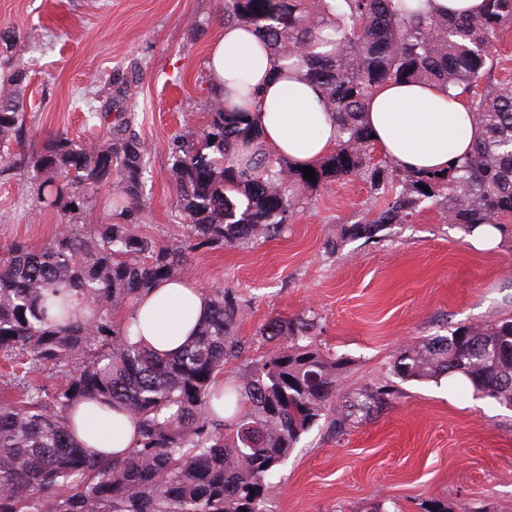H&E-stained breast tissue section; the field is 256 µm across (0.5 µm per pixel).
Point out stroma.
<instances>
[{"label": "stroma", "instance_id": "1", "mask_svg": "<svg viewBox=\"0 0 512 512\" xmlns=\"http://www.w3.org/2000/svg\"><path fill=\"white\" fill-rule=\"evenodd\" d=\"M223 19L224 0H0V28L20 34L9 53L28 72L30 150L56 131L104 141L106 127L86 124V105L136 112L150 157L139 222L167 246L184 233L170 149L184 124L204 120V61ZM111 80L129 82L132 99L108 101ZM37 187L27 169L0 173V247L40 246L61 229L59 212L40 209ZM377 206L363 181L332 180L296 205L282 233L191 253L187 278L205 292L230 290L242 309L237 368L267 351L266 322L305 313L321 350L346 358L345 392L388 376L413 341L512 313V237L475 248L435 207L330 249L341 225ZM399 390L362 425L339 432L324 419L305 434L275 478L271 512H365L380 500L400 512H426L435 500L448 512H512V409L444 380Z\"/></svg>", "mask_w": 512, "mask_h": 512}]
</instances>
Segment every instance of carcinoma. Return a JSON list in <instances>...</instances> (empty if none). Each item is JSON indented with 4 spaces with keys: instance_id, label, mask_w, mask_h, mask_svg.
Masks as SVG:
<instances>
[{
    "instance_id": "obj_1",
    "label": "carcinoma",
    "mask_w": 512,
    "mask_h": 512,
    "mask_svg": "<svg viewBox=\"0 0 512 512\" xmlns=\"http://www.w3.org/2000/svg\"><path fill=\"white\" fill-rule=\"evenodd\" d=\"M224 24L257 30L288 71L318 88L339 136L307 179L265 147L250 113L211 93L205 120L185 125L171 153L185 247L160 244L138 222L148 151L135 114L115 117L102 144L56 132L28 154V72L0 57V146L16 148L41 179L40 203L64 220L44 245L0 251V359L17 389L0 400V512H269L271 479L303 435L323 418L340 430L360 425L398 394L387 379L336 397L345 358L316 346L317 322L306 315L264 324L261 339L273 347L234 370L240 307L222 289L208 295L210 314L179 354L133 342L125 319L156 284L184 274L189 251L279 234L301 198L353 177L381 205L341 225L338 246L408 224L428 205L469 233L491 224L512 234V85L491 80L512 0L452 15L408 0H224ZM387 82L469 93L480 129L470 155L440 177L372 157L363 112ZM103 188L116 194L111 221L88 224ZM47 367L57 373L51 388L36 380ZM391 375L461 377L475 398L512 407V315L410 343ZM93 399L133 415L127 452L96 458L76 440L72 410Z\"/></svg>"
}]
</instances>
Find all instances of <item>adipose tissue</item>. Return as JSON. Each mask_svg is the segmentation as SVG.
I'll return each instance as SVG.
<instances>
[{
    "label": "adipose tissue",
    "instance_id": "1",
    "mask_svg": "<svg viewBox=\"0 0 512 512\" xmlns=\"http://www.w3.org/2000/svg\"><path fill=\"white\" fill-rule=\"evenodd\" d=\"M279 65L251 27L226 25L210 45L205 70L232 105L251 113L273 155L307 166L334 150L336 121L325 112L318 89L297 75L281 77ZM365 118L376 148L411 170L447 168L449 160L469 153L479 134L464 96L433 83L382 85L368 99ZM208 314L203 291L176 277L135 306L133 336L153 351L175 353ZM76 435L89 453L109 456L132 447L136 433L132 418L115 411Z\"/></svg>",
    "mask_w": 512,
    "mask_h": 512
}]
</instances>
